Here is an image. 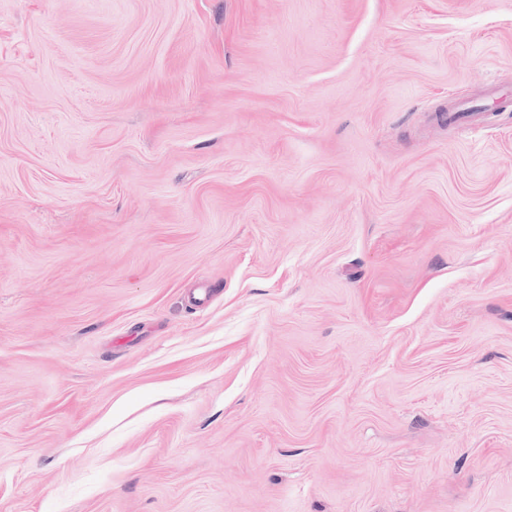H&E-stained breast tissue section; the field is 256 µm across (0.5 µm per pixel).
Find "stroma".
<instances>
[{
  "instance_id": "35a3bbf8",
  "label": "stroma",
  "mask_w": 512,
  "mask_h": 512,
  "mask_svg": "<svg viewBox=\"0 0 512 512\" xmlns=\"http://www.w3.org/2000/svg\"><path fill=\"white\" fill-rule=\"evenodd\" d=\"M0 512H512V0H0Z\"/></svg>"
}]
</instances>
